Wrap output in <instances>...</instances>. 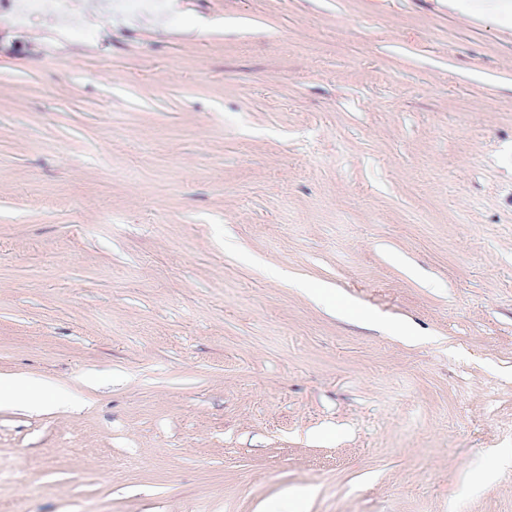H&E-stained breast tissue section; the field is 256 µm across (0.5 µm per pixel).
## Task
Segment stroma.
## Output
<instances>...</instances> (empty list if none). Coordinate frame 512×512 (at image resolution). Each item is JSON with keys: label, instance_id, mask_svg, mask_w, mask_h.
Here are the masks:
<instances>
[{"label": "stroma", "instance_id": "35a3bbf8", "mask_svg": "<svg viewBox=\"0 0 512 512\" xmlns=\"http://www.w3.org/2000/svg\"><path fill=\"white\" fill-rule=\"evenodd\" d=\"M462 2L0 29V377L74 398L0 407V505L512 512V0Z\"/></svg>", "mask_w": 512, "mask_h": 512}]
</instances>
